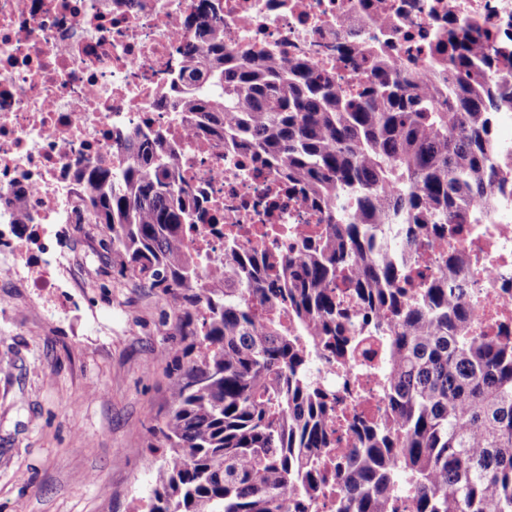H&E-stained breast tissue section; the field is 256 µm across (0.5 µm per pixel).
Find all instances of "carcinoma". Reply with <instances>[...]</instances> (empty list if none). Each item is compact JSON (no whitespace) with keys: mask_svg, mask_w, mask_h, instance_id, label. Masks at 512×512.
<instances>
[{"mask_svg":"<svg viewBox=\"0 0 512 512\" xmlns=\"http://www.w3.org/2000/svg\"><path fill=\"white\" fill-rule=\"evenodd\" d=\"M222 10L199 0L185 22L175 79L191 91L174 105L320 224L288 256L242 252L159 130L126 135L121 168L79 173L75 220L106 226L122 272L171 300L180 336L147 512H311L325 491L336 512H400L406 492V512H512V323L477 326L470 257L418 288L404 264L486 223L512 183L491 157L512 111L496 54L512 44L487 48L477 23L450 18L433 79L416 81L381 44L354 42L341 62L370 69L345 89L305 57L224 53ZM199 224L227 235L222 253L192 247ZM373 338L385 413L350 414L312 359L342 368ZM340 434L354 448L327 472Z\"/></svg>","mask_w":512,"mask_h":512,"instance_id":"cac0c4a2","label":"carcinoma"}]
</instances>
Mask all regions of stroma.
<instances>
[{
    "mask_svg": "<svg viewBox=\"0 0 512 512\" xmlns=\"http://www.w3.org/2000/svg\"><path fill=\"white\" fill-rule=\"evenodd\" d=\"M42 246L59 264L50 298L0 253V512H140L172 306L120 275L102 225H58Z\"/></svg>",
    "mask_w": 512,
    "mask_h": 512,
    "instance_id": "obj_1",
    "label": "stroma"
}]
</instances>
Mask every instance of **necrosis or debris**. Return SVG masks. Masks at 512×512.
Here are the masks:
<instances>
[{
  "label": "necrosis or debris",
  "instance_id": "obj_1",
  "mask_svg": "<svg viewBox=\"0 0 512 512\" xmlns=\"http://www.w3.org/2000/svg\"><path fill=\"white\" fill-rule=\"evenodd\" d=\"M197 0H0V245L15 249L29 287L54 291L51 261L28 254L12 204L22 197L27 224H66L74 202L75 168L120 167L122 138L151 126L167 131L182 159L188 187H206L223 224H245L239 241L252 249L265 222L287 227L268 248H292L319 217L283 197L280 182L250 164L230 143H206L173 108L176 51L188 38L181 22ZM224 48L260 59L303 55L334 73L338 84L364 68L336 64L351 39L390 38L401 72L431 77L433 38L452 17L512 32V0H223ZM466 251L477 272L468 286L473 315L485 329L512 316V194L495 217L468 235L434 245L418 263L437 273L442 258Z\"/></svg>",
  "mask_w": 512,
  "mask_h": 512
}]
</instances>
